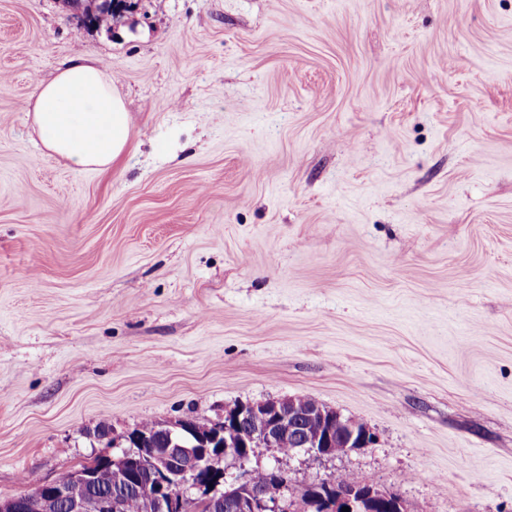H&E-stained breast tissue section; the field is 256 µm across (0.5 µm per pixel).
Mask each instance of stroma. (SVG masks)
Wrapping results in <instances>:
<instances>
[{"label":"stroma","instance_id":"35a3bbf8","mask_svg":"<svg viewBox=\"0 0 512 512\" xmlns=\"http://www.w3.org/2000/svg\"><path fill=\"white\" fill-rule=\"evenodd\" d=\"M78 57L130 115L107 169L26 108ZM299 395L378 441L257 458L291 485L512 512V0H0V499ZM116 3V9H112V3ZM136 2L132 0H98L95 3L99 8L110 10V11H99L91 14L85 13L87 15V21H83L80 25V28H88L89 26H95L98 28L105 27L107 30L112 29V24L117 23L123 16L124 12L129 11L133 8ZM80 15L79 18L83 20L85 18L84 12L81 10H76Z\"/></svg>","mask_w":512,"mask_h":512}]
</instances>
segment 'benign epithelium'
<instances>
[{
    "label": "benign epithelium",
    "instance_id": "obj_1",
    "mask_svg": "<svg viewBox=\"0 0 512 512\" xmlns=\"http://www.w3.org/2000/svg\"><path fill=\"white\" fill-rule=\"evenodd\" d=\"M319 421L321 427L315 431L302 426V420ZM298 430L297 451L314 460L332 457L334 435H339L345 453L349 454L377 443L375 433L368 427L359 428V422L342 419L341 415L325 413L319 405L302 410L290 398L247 402L225 411L224 417L212 421L211 443L217 445L211 452L207 444L195 443V447L154 448L146 455L139 451V463L154 470L156 481L146 488L150 512H185L186 501L193 492H200L219 481H211L200 475L202 461L213 455L231 459L238 464L239 474L230 486L250 487V471L245 467V451L253 445L274 448L282 436ZM139 443L138 436L128 434L112 439V450L97 454L88 464L87 470L75 476L67 485L55 481H43L14 497L0 501V512H51L54 503L63 502L69 512H114L115 502L108 498L92 496L88 486L95 478L97 463L124 464L135 455L130 446ZM277 475L274 483L254 490L248 502L234 501L229 494L212 498L210 503L217 512H288L282 505L281 490L288 482ZM385 500L393 504V510L403 509L399 496L369 483L358 484L345 490H336L331 512H373L375 502Z\"/></svg>",
    "mask_w": 512,
    "mask_h": 512
}]
</instances>
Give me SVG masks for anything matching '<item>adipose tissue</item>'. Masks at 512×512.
<instances>
[{"instance_id": "ef3b65f1", "label": "adipose tissue", "mask_w": 512, "mask_h": 512, "mask_svg": "<svg viewBox=\"0 0 512 512\" xmlns=\"http://www.w3.org/2000/svg\"><path fill=\"white\" fill-rule=\"evenodd\" d=\"M33 125L43 147L77 168H107L131 139L130 116L104 68L67 63L39 83L31 100Z\"/></svg>"}]
</instances>
